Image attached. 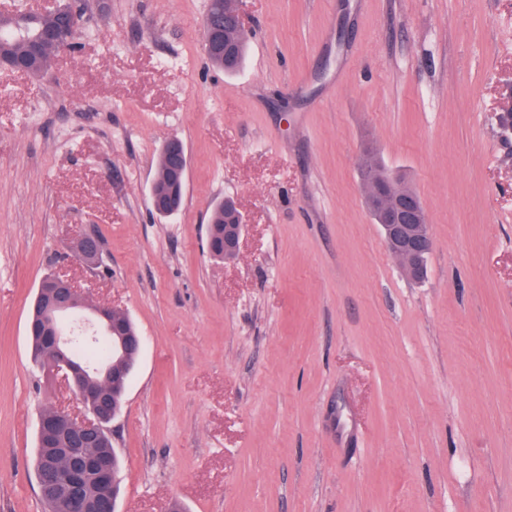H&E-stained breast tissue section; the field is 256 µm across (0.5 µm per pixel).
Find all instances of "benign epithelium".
<instances>
[{
	"instance_id": "7a95c632",
	"label": "benign epithelium",
	"mask_w": 512,
	"mask_h": 512,
	"mask_svg": "<svg viewBox=\"0 0 512 512\" xmlns=\"http://www.w3.org/2000/svg\"><path fill=\"white\" fill-rule=\"evenodd\" d=\"M22 2L29 12L48 14L64 13L70 17L78 14L68 8L67 0H0V19L17 9ZM244 0H235L232 10L224 16V25L211 26L204 38L205 52L218 53L224 47V27L245 29L243 19ZM169 159L167 178L150 183L149 195L154 212L169 215V207L181 201L185 194V176L188 168L187 151L182 140L172 138L164 144ZM366 199L371 212L383 231L387 247L406 268L411 276L420 274V256L430 248L429 225L422 202L417 193L404 186L401 180L380 175L366 185ZM238 223L224 225V232L211 228L208 240L220 238L224 246V260L237 258L243 234V217ZM77 259L89 267L103 260V245L95 235H85L75 244ZM43 321L52 324L51 336L42 359V369L52 378L61 379L79 401L83 416L76 417L62 407L50 409L40 419V427L65 436L68 447L74 449L70 458V474L63 482L51 479L53 461L45 460L38 473V486L53 497L65 499L72 512H92L107 505H92L85 492L84 472L92 467L96 470L100 484L113 483L112 470L104 463H96L85 457V449L111 437L110 425L117 417L112 411V391L99 389L87 381L93 377L112 385L126 380L124 359L130 351H141L142 336L126 333L120 319V311L101 304L86 301L76 281L68 274L52 273L44 277L38 286L33 302ZM104 335L112 340V360L90 369V365L74 355L79 344L95 342Z\"/></svg>"
}]
</instances>
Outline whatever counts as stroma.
<instances>
[{
    "mask_svg": "<svg viewBox=\"0 0 512 512\" xmlns=\"http://www.w3.org/2000/svg\"><path fill=\"white\" fill-rule=\"evenodd\" d=\"M85 4L81 50L0 69V512H43L40 416L81 410L27 335L57 269L144 338L116 512H512V0H245L233 75L206 0ZM174 136L185 200L161 219ZM368 143L422 201L421 279L365 208ZM227 196L247 223L225 263ZM226 39L232 46V56L229 60L225 61L223 55H218L214 58L212 64L224 69L227 73H234L244 58L246 52L247 35L246 33L227 32ZM169 159L167 180H154L150 183L149 195L152 208L157 215H169L173 201H182L185 194V176L188 168L187 151L182 140L171 138L164 144ZM233 208V201L227 197L224 202L218 204L212 211L209 225L211 224H222L224 225V234L218 233L214 228L209 227L208 230V246L211 241L219 237L224 246V261H229L237 258L240 251L241 238L243 234V217L238 210L239 214L237 220L239 224H226L225 221L230 215V211ZM77 259L88 267L98 265L103 260V245L101 239L95 235H85L75 244Z\"/></svg>",
    "mask_w": 512,
    "mask_h": 512,
    "instance_id": "obj_1",
    "label": "stroma"
}]
</instances>
